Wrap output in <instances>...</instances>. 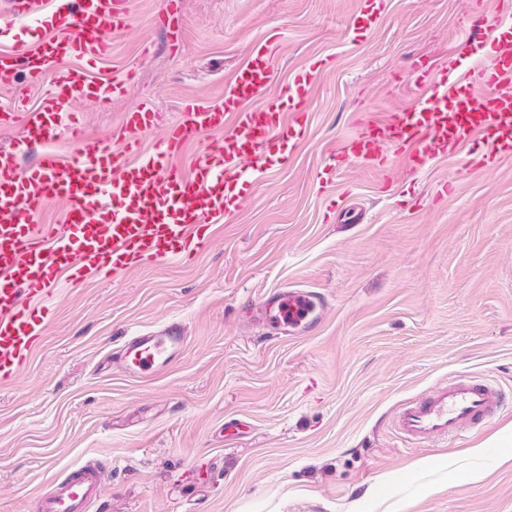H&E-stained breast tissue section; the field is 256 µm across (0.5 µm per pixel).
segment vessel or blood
Returning <instances> with one entry per match:
<instances>
[{"label":"vessel or blood","instance_id":"obj_1","mask_svg":"<svg viewBox=\"0 0 512 512\" xmlns=\"http://www.w3.org/2000/svg\"><path fill=\"white\" fill-rule=\"evenodd\" d=\"M488 18L475 0L472 30L485 37L488 59L474 62L467 48L422 75L424 99L380 117L362 120L356 134L321 165V183H335L346 162L355 160L380 174L428 161L466 155L484 171L512 155V7ZM11 20H38L42 33L31 45L0 48V87L19 81L49 83L38 106L16 97L0 109V123L21 129L17 144L0 145V382L25 366L47 322L44 306L58 287L121 275L134 259L188 263L205 252L220 226L237 210L249 186L247 174L286 167L290 145L307 134L310 70L275 85L272 60L277 46L258 44L237 67L220 100L182 102L179 119L167 126L159 145L143 152L142 142L157 125L159 111L144 103L104 135L85 133L71 106L75 96L104 106L135 83V69L113 74L98 67L112 53L116 35L133 27L131 0H8ZM67 131L72 148L53 147ZM203 151L179 170L178 159L202 134ZM491 135L483 151L477 137ZM36 151L22 166L23 151ZM66 206L62 223L46 224L51 202ZM327 298L315 288L267 292L250 317V327L293 340L321 326ZM187 344L181 322L127 338L107 360L126 376L156 377L167 371ZM500 393L492 385L456 378L427 396L400 405L398 433L418 445L464 440L496 416ZM105 483L102 468L87 463L42 495L36 512H90Z\"/></svg>","mask_w":512,"mask_h":512}]
</instances>
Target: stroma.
<instances>
[{
  "instance_id": "obj_1",
  "label": "stroma",
  "mask_w": 512,
  "mask_h": 512,
  "mask_svg": "<svg viewBox=\"0 0 512 512\" xmlns=\"http://www.w3.org/2000/svg\"><path fill=\"white\" fill-rule=\"evenodd\" d=\"M358 2L178 0L163 23L161 0H133L114 53L137 80L105 108L74 98L91 133L147 101L172 120L185 99H221L273 35L276 83L333 63L310 85L294 161L253 183L195 263L137 266L51 302L42 346L0 384V512H35L87 462L107 469L92 512H512V158L490 172L434 160L395 171L385 193L356 163L316 179L361 119L416 103L415 71L469 39L473 4L387 0L360 36ZM339 196L359 221L327 223ZM273 288L324 292L320 330L279 341L249 328L246 304ZM171 320L189 344L168 373L107 369L127 337ZM459 376L498 386L500 416L462 448L403 441L399 405Z\"/></svg>"
}]
</instances>
